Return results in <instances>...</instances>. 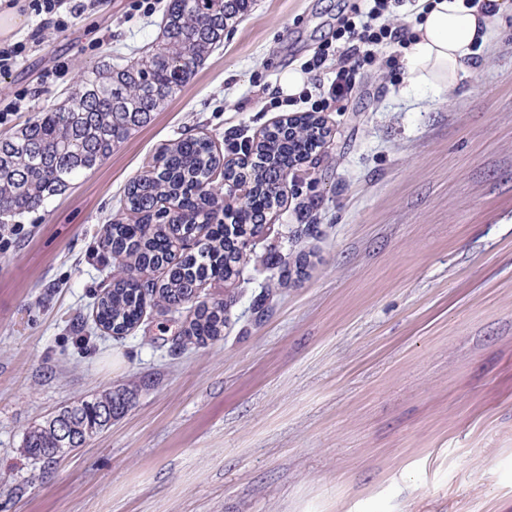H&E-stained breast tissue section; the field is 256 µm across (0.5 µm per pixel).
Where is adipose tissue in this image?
Segmentation results:
<instances>
[{"label":"adipose tissue","mask_w":512,"mask_h":512,"mask_svg":"<svg viewBox=\"0 0 512 512\" xmlns=\"http://www.w3.org/2000/svg\"><path fill=\"white\" fill-rule=\"evenodd\" d=\"M490 10L469 0H435L413 29L406 51L411 81L418 87L454 91L477 47L492 36V21L503 9L501 0H489Z\"/></svg>","instance_id":"adipose-tissue-1"}]
</instances>
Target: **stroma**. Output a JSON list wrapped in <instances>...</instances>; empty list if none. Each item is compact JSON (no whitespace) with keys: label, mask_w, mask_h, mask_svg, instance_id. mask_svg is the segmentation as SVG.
Returning a JSON list of instances; mask_svg holds the SVG:
<instances>
[{"label":"stroma","mask_w":512,"mask_h":512,"mask_svg":"<svg viewBox=\"0 0 512 512\" xmlns=\"http://www.w3.org/2000/svg\"><path fill=\"white\" fill-rule=\"evenodd\" d=\"M28 2L0 135L62 99L75 63L141 55L167 4L103 0L59 36ZM356 2L254 0L146 126L0 237V512H512V0L456 96L412 87L386 46L322 113L236 277L200 290L236 298L220 340H176L189 307L147 304L121 336L94 321L128 182L182 135L231 165L230 142L301 115L281 80L333 79ZM109 389L123 415L32 465V426Z\"/></svg>","instance_id":"1"}]
</instances>
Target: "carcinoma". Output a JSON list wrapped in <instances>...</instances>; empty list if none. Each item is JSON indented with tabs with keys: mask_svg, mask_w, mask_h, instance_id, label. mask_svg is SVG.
Wrapping results in <instances>:
<instances>
[{
	"mask_svg": "<svg viewBox=\"0 0 512 512\" xmlns=\"http://www.w3.org/2000/svg\"><path fill=\"white\" fill-rule=\"evenodd\" d=\"M254 0H169L160 40L145 54L114 64L77 65L74 91L0 138V224L47 206L79 176L99 168L112 151L163 110L190 79L194 65L224 42L225 30ZM302 134L276 124L256 144L257 160L247 169L254 195L235 214L242 245L228 250L224 241V185L216 173L234 177L213 141L186 136L165 145L147 169L130 181L121 218L103 227L102 246L115 267L109 288L98 298L95 321L115 336L132 330L147 302L167 310L195 304L180 335L201 344L223 336L225 312L234 297L212 304L199 300L211 279L228 280L246 254L244 245L262 227L264 215L279 202L291 165L311 155L326 135L323 122L299 119ZM188 238L191 252L174 254ZM166 270L162 278L155 277ZM126 399L110 392L62 406L26 434L24 448L35 464L66 457L124 412Z\"/></svg>",
	"mask_w": 512,
	"mask_h": 512,
	"instance_id": "carcinoma-1",
	"label": "carcinoma"
}]
</instances>
